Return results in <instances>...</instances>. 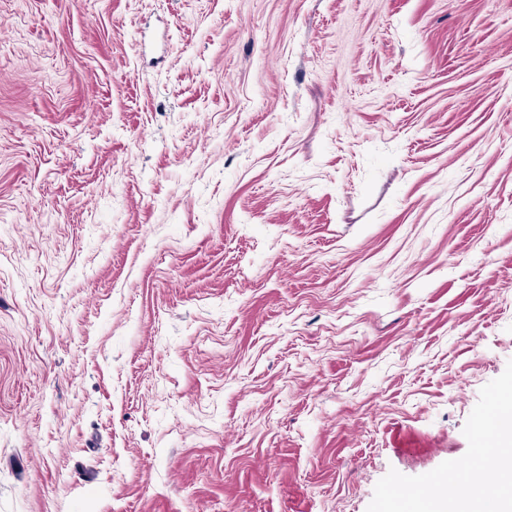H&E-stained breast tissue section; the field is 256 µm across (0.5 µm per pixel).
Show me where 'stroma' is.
<instances>
[{
	"mask_svg": "<svg viewBox=\"0 0 512 512\" xmlns=\"http://www.w3.org/2000/svg\"><path fill=\"white\" fill-rule=\"evenodd\" d=\"M512 401V0H0V512H384Z\"/></svg>",
	"mask_w": 512,
	"mask_h": 512,
	"instance_id": "obj_1",
	"label": "stroma"
}]
</instances>
